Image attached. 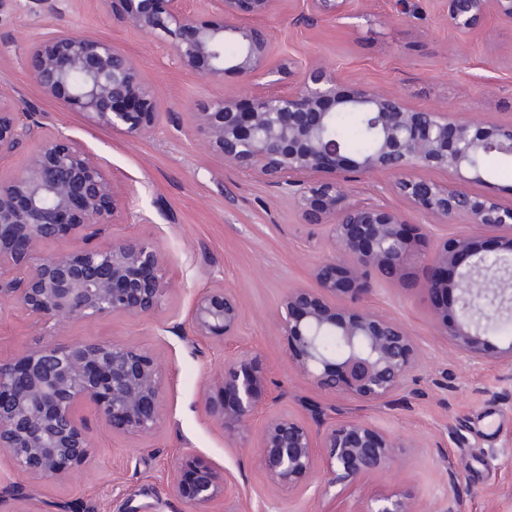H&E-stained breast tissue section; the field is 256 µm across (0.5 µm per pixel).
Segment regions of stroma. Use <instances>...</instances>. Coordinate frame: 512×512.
I'll return each mask as SVG.
<instances>
[{
  "mask_svg": "<svg viewBox=\"0 0 512 512\" xmlns=\"http://www.w3.org/2000/svg\"><path fill=\"white\" fill-rule=\"evenodd\" d=\"M61 18L33 13L32 0H0V85L49 137L87 150L109 175L122 202L113 223L91 240L101 247L132 235L167 256L172 290L153 318L123 314L76 321L55 341L111 339L156 355L171 370L162 423L148 438L102 428L93 404L80 410L97 448L84 479L27 486L0 459V512H185L172 490L175 457L193 450L230 474L233 486L215 512H369L376 499L401 494L420 512H512V372L493 359L512 343V321H492L488 357L465 359L440 336L423 289L427 270L414 265L401 287L372 275L369 307L414 336L422 366L402 391L379 403L324 394L294 375L283 355L277 311L285 290L314 287L313 270L330 253L323 226L304 223L293 198L216 158L201 134L164 124L131 139L92 125L32 81L23 57L35 37L65 28L103 37L134 57L162 111L183 113L215 99L247 106L252 95L291 89L322 64L349 81L402 95L414 108L452 110L466 118L512 122V21L494 16L472 34L448 24L446 0H345L335 18L314 21L310 0H285L281 12L245 16L265 27L285 72L244 85L235 72L206 80L180 67L164 38L118 24L107 0H66ZM222 285L239 296L243 316L233 341L262 356L276 409L314 432L361 420L396 437H411L381 473L339 484L319 496L271 490L256 468L252 442L229 446L199 400L217 378L226 351L191 336L185 321L195 295ZM31 316L0 307V357L41 342Z\"/></svg>",
  "mask_w": 512,
  "mask_h": 512,
  "instance_id": "stroma-1",
  "label": "stroma"
}]
</instances>
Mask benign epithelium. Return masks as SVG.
<instances>
[{"mask_svg": "<svg viewBox=\"0 0 512 512\" xmlns=\"http://www.w3.org/2000/svg\"><path fill=\"white\" fill-rule=\"evenodd\" d=\"M114 19L161 34L177 63L203 79L237 72L249 85L271 66L264 27H241L239 15L275 13L284 0H217L224 23L188 11L183 0H118ZM314 17L336 16L343 0H311ZM448 24L471 33L492 13L512 20V0H447ZM236 52L224 55V45ZM34 83L96 125L137 139L160 129L154 91L133 57L112 41L59 31L34 39L25 59ZM361 105L377 137L376 148L351 157L328 133L332 117ZM191 126L225 164L292 195L307 224L326 227L331 252L313 271L316 287L286 292L278 326L284 355L295 374L318 390L360 402H381L404 388L421 365V352L401 323L358 304L370 291V274L405 283L409 269L425 265L424 285L440 335L463 357L485 354L482 335L495 315L512 310V205L476 194L462 182H482L483 151L512 157V123L468 120L452 111L413 109L398 94L345 82L321 66L309 68L294 90L255 98L247 112L234 100L216 99L187 113ZM33 146L24 168L0 174V305L12 304L59 330L114 314L152 318L171 290L167 258L138 237L88 247L91 229L111 223L117 208L112 183L85 153L63 137H43L39 125L0 92V157ZM448 172L460 182L410 175ZM385 172L408 207L435 222L464 217L486 233H500L490 249L475 234L446 238L429 253L417 250L408 212L354 198L349 173ZM70 238L73 246L50 253L46 245ZM457 292L448 311V292ZM242 319L238 295L223 286L193 299L187 315L192 336L228 343ZM167 371L152 354L119 341L51 339L20 356L0 359V457L31 485L70 483L89 465L94 446L78 414L95 405L114 435L148 437L162 420ZM266 393L261 356L224 360L217 382L205 390L206 415L231 442L251 439L252 420ZM398 439L373 425L348 420L314 433L288 414L270 415L254 443L255 463L277 490L306 491L323 468L325 485L354 482L389 467ZM324 449L318 454L317 449ZM175 496L187 512H210L226 496L230 477L187 451L175 461ZM369 512H417L408 497L387 496Z\"/></svg>", "mask_w": 512, "mask_h": 512, "instance_id": "7a95c632", "label": "benign epithelium"}]
</instances>
